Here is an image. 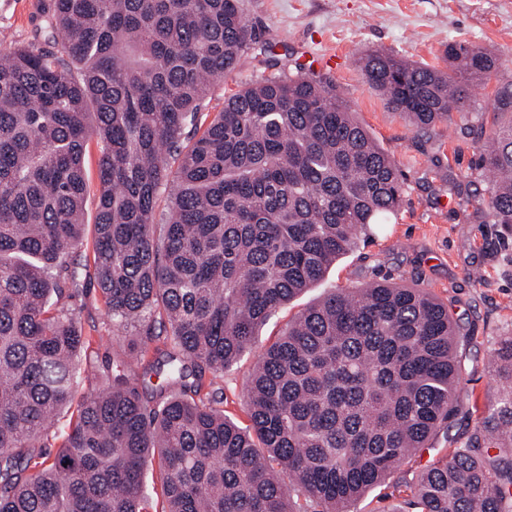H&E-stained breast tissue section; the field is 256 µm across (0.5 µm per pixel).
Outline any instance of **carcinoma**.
<instances>
[{"mask_svg": "<svg viewBox=\"0 0 512 512\" xmlns=\"http://www.w3.org/2000/svg\"><path fill=\"white\" fill-rule=\"evenodd\" d=\"M45 13L48 48L0 30V512H149L155 459L163 512H353L398 470L413 512H512V336L498 342L487 415L449 434L466 337L421 288H338L303 310L258 355L246 427L201 394L205 373L232 368L400 206L394 157L349 105L300 71L229 94L207 120L211 84L248 60L240 0H49ZM445 56L441 71L372 51L362 68L421 130L499 69L475 46ZM93 137L90 267L77 256ZM480 142L493 182L482 205L511 233L512 120ZM62 277L94 280L130 347L160 344L162 381L144 398L112 376L78 403L49 463L90 346ZM440 439L448 453L408 468Z\"/></svg>", "mask_w": 512, "mask_h": 512, "instance_id": "carcinoma-1", "label": "carcinoma"}]
</instances>
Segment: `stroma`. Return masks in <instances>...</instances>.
Masks as SVG:
<instances>
[{"instance_id": "35a3bbf8", "label": "stroma", "mask_w": 512, "mask_h": 512, "mask_svg": "<svg viewBox=\"0 0 512 512\" xmlns=\"http://www.w3.org/2000/svg\"><path fill=\"white\" fill-rule=\"evenodd\" d=\"M44 0H0V30L14 42L40 39ZM252 26V61L217 81L206 101L209 114L224 97L273 72H290L306 53L335 55L333 66L317 74L354 112L380 147L393 155L405 179L400 208L371 225L367 241L331 266L323 280L275 311L261 328L252 350L207 390L220 399L226 416L248 425L246 385L259 353L287 329L299 312L337 288L363 287L389 280L425 289L447 305L453 320L470 331L467 372L460 381L466 409L463 424H474L498 383L492 356L500 337L512 336V234L477 214L491 182L478 167L477 129L498 128L512 114L496 109V99L512 83V0H240ZM482 48L500 70L473 85L468 105L426 130L413 128L370 89L360 58L371 51L391 53L440 69L448 44ZM99 146L85 152L87 195L82 262L93 258V221L99 195ZM70 313L91 338L90 361L98 370H124L141 392L152 389L144 372L155 350L132 358L113 339L102 294L83 281L67 302Z\"/></svg>"}]
</instances>
